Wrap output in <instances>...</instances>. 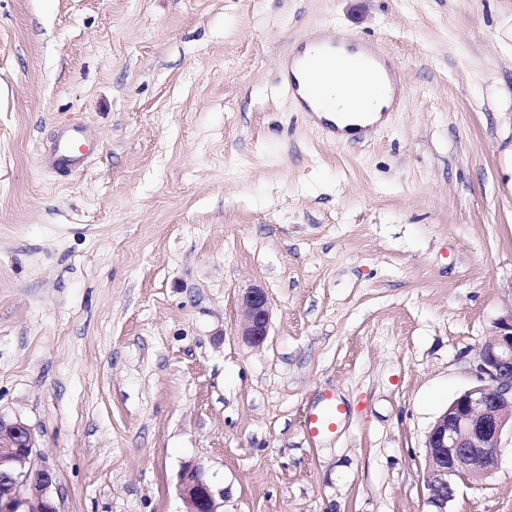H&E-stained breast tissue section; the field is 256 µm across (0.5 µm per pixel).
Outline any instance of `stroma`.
Wrapping results in <instances>:
<instances>
[{
	"label": "stroma",
	"instance_id": "stroma-1",
	"mask_svg": "<svg viewBox=\"0 0 512 512\" xmlns=\"http://www.w3.org/2000/svg\"><path fill=\"white\" fill-rule=\"evenodd\" d=\"M336 32L399 71L363 142L281 78ZM511 314L512 0H0V412L60 512H187L188 461L221 512H436L426 435ZM501 445L446 512H512ZM84 142L85 137L79 131L72 132L55 147L54 165L64 169L76 167L90 151V149H85ZM80 148H83L84 151H81ZM270 325V302L262 288H248L242 295V317L238 336L250 346L260 347L267 339ZM343 408L333 395L323 398L320 406L314 408L304 421V431L311 439H317L333 432L341 421Z\"/></svg>",
	"mask_w": 512,
	"mask_h": 512
}]
</instances>
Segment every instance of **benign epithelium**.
<instances>
[{"instance_id":"benign-epithelium-1","label":"benign epithelium","mask_w":512,"mask_h":512,"mask_svg":"<svg viewBox=\"0 0 512 512\" xmlns=\"http://www.w3.org/2000/svg\"><path fill=\"white\" fill-rule=\"evenodd\" d=\"M270 302L258 287L242 295L238 335L250 346L267 339ZM477 383L460 394L436 419L425 441V487L439 509L455 496L456 480L481 481L494 471L501 437L512 428V319L502 321L480 351ZM38 456L30 426L0 413V512H58L53 489L56 475ZM179 495L187 512H219L216 492L202 467L183 466Z\"/></svg>"}]
</instances>
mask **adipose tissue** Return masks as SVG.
Here are the masks:
<instances>
[{"label":"adipose tissue","instance_id":"obj_1","mask_svg":"<svg viewBox=\"0 0 512 512\" xmlns=\"http://www.w3.org/2000/svg\"><path fill=\"white\" fill-rule=\"evenodd\" d=\"M288 72L301 104L335 123L342 141L357 135L361 127L384 123L396 96L382 62L344 45L336 53H326L318 38L292 54Z\"/></svg>","mask_w":512,"mask_h":512}]
</instances>
